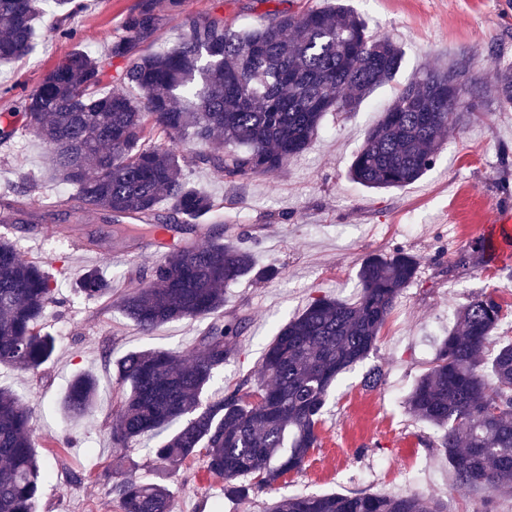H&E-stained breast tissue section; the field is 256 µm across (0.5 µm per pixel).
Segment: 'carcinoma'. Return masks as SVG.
<instances>
[{"mask_svg": "<svg viewBox=\"0 0 512 512\" xmlns=\"http://www.w3.org/2000/svg\"><path fill=\"white\" fill-rule=\"evenodd\" d=\"M41 0H0V62L31 54ZM149 6L129 14L123 35L103 60L76 45L22 101L21 124L0 126V142L35 134L56 172L76 192L81 212L106 224L163 227L181 238L150 277L116 302L149 334L179 320L224 309V288L251 276L269 281L274 266L258 268L252 252L232 240L193 241L198 218L219 204L192 185L186 162L228 182L277 172L319 135L328 113L354 112L371 92L392 81L402 47L371 33L341 3L280 12L256 26L236 28L222 16H187L175 46L127 60L133 45L152 36ZM125 61L114 66V60ZM463 51L446 67L412 78L365 133L349 176L373 190L403 188L435 164L442 136L483 109L485 90ZM459 79L458 98L448 83ZM500 109H512V63L497 69L491 88ZM34 214L0 197V224H31ZM419 266L401 249L367 256L352 303L317 297L282 325L261 363L265 380L245 381L219 401L205 394L246 329L240 318L211 323L190 361L169 350L132 351L116 363L112 446L131 448L164 435L148 449L153 463L175 469L202 455L224 482V494L246 498L271 489L305 465L317 446L318 424L338 376L376 348L403 290ZM52 278L39 261H23L0 239V365L37 370L55 340L45 324L57 304ZM78 289L88 299L112 298V284L95 268ZM501 305L477 295L460 311L436 356L408 397L411 413L441 430L453 489L485 492L477 512H493L512 497V341L494 350ZM97 381L76 376L61 403L79 417L94 406ZM34 410L0 388V512H36L48 468L32 435ZM119 512H173V494L160 482L103 474ZM266 512H447L417 492L294 494Z\"/></svg>", "mask_w": 512, "mask_h": 512, "instance_id": "obj_1", "label": "carcinoma"}]
</instances>
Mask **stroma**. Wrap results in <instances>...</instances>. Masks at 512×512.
I'll use <instances>...</instances> for the list:
<instances>
[{"instance_id": "35a3bbf8", "label": "stroma", "mask_w": 512, "mask_h": 512, "mask_svg": "<svg viewBox=\"0 0 512 512\" xmlns=\"http://www.w3.org/2000/svg\"><path fill=\"white\" fill-rule=\"evenodd\" d=\"M83 8L55 30L47 17L33 52L0 63V113L16 110L21 95L34 90L44 73L74 44L107 55L125 16L143 0H81ZM157 31L134 54L157 51L178 41L185 16H223L239 26L275 13L299 12L325 0H150ZM373 34L397 41L404 60L394 80L377 88L355 112L327 115L309 149L283 170L228 183L210 170L190 165L189 180L224 205L229 235L247 233L257 266H276L267 282L245 277L227 288L224 317L246 318L237 348L208 389L217 400L247 379L260 378V364L278 327L302 313L313 298L355 300L357 272L370 254L401 248L417 257L419 274L405 288L368 358L337 378L318 425L319 443L303 469L282 477L265 499L292 494L400 495L418 492L441 499L448 512H474L478 493L452 488L448 462L436 447L437 431L409 414L404 399L435 356L456 311L471 297L492 296L503 308L499 330L512 339V239L468 268L455 267L457 253L477 239L476 228L512 215V111L493 98L474 122L444 135L435 165L401 189L375 191L353 182L348 170L367 128L376 122L397 90L413 75L449 61L460 50L475 56L473 73L492 85L500 63L512 62V0H344ZM27 178L35 186L37 216L68 213L74 191L51 167L50 152L36 137L0 143V196ZM21 259L64 258L54 271L59 302L47 318L56 338L52 360L38 372L0 368V387L35 407L36 450L49 468L37 512H116L101 473L120 464L141 481H161L173 491L177 512H263V499L231 500L222 481L210 477L204 458L194 457L168 473L149 460L146 446L113 448L111 426L115 364L129 352L169 349L192 358L208 319L175 321L142 334L113 303L137 285L158 261L140 249L138 232L103 224L99 216L57 225L44 234L32 224L0 226ZM96 268L112 283L111 299L93 301L77 289L84 270ZM381 366L383 384L365 389L372 366ZM80 373L100 385L97 406L71 419L60 410L68 383Z\"/></svg>"}]
</instances>
